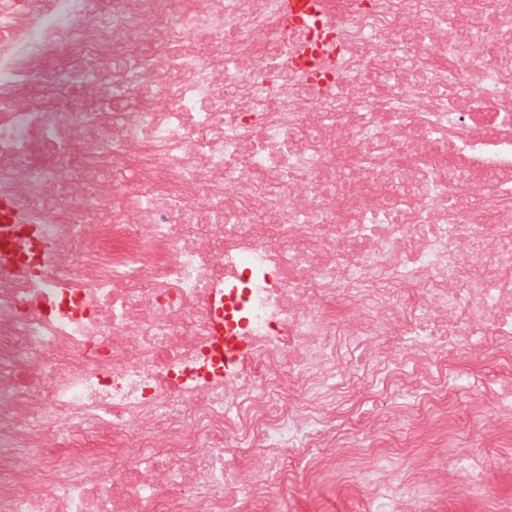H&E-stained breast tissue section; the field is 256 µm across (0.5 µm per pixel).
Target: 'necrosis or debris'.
Here are the masks:
<instances>
[{
	"label": "necrosis or debris",
	"mask_w": 512,
	"mask_h": 512,
	"mask_svg": "<svg viewBox=\"0 0 512 512\" xmlns=\"http://www.w3.org/2000/svg\"><path fill=\"white\" fill-rule=\"evenodd\" d=\"M325 8L316 42L278 0H0V195L50 244L0 272V512H251L307 480L292 439L364 449L350 512H431L426 465L335 428L366 386L331 338L412 415L432 363L512 365V0ZM466 415L456 458L512 439L511 394ZM336 359L345 362H355L361 356L363 349L361 345L349 336H332Z\"/></svg>",
	"instance_id": "obj_1"
}]
</instances>
